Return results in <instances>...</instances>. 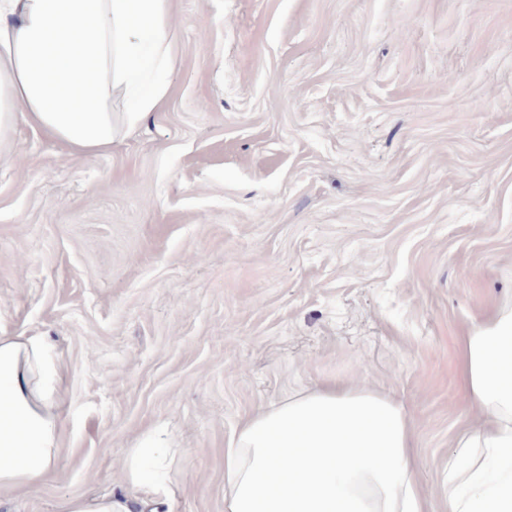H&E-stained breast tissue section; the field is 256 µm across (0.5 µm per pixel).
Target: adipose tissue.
<instances>
[{"instance_id":"adipose-tissue-1","label":"adipose tissue","mask_w":512,"mask_h":512,"mask_svg":"<svg viewBox=\"0 0 512 512\" xmlns=\"http://www.w3.org/2000/svg\"><path fill=\"white\" fill-rule=\"evenodd\" d=\"M172 0H0V157L23 123L70 153L109 149L163 104L176 60ZM128 106L115 117L113 101ZM478 425L448 465V512H512V305L464 338ZM61 395L45 337L0 335V490L41 481L58 453ZM404 406L359 386H313L245 421L224 451V512H427ZM167 441L125 449L128 496L67 512H160L174 496Z\"/></svg>"}]
</instances>
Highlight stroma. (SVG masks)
I'll use <instances>...</instances> for the list:
<instances>
[{
    "label": "stroma",
    "instance_id": "35a3bbf8",
    "mask_svg": "<svg viewBox=\"0 0 512 512\" xmlns=\"http://www.w3.org/2000/svg\"><path fill=\"white\" fill-rule=\"evenodd\" d=\"M163 106L85 157L0 159V333L65 381L56 468L0 512L122 493L177 444L169 512H224V450L288 393L401 402L448 512L478 413L459 338L512 301V0H174Z\"/></svg>",
    "mask_w": 512,
    "mask_h": 512
}]
</instances>
